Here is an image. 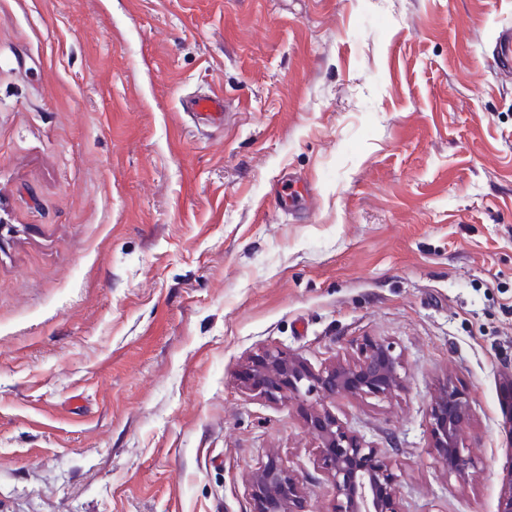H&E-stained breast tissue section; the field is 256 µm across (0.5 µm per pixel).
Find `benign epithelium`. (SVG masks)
Wrapping results in <instances>:
<instances>
[{
    "label": "benign epithelium",
    "mask_w": 512,
    "mask_h": 512,
    "mask_svg": "<svg viewBox=\"0 0 512 512\" xmlns=\"http://www.w3.org/2000/svg\"><path fill=\"white\" fill-rule=\"evenodd\" d=\"M400 367L391 344L368 340L356 357L318 371L286 349H267L251 359L241 378L269 401L303 407L304 425L319 441L320 468L333 486L334 512H399L396 479L386 457L309 398L390 395L402 385ZM471 417L466 393L450 380L444 383L432 398L431 435L443 465L458 475L472 466L463 446ZM250 488L253 512H309L299 476L273 450L252 474Z\"/></svg>",
    "instance_id": "benign-epithelium-1"
}]
</instances>
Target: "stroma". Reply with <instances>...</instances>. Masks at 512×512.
Listing matches in <instances>:
<instances>
[{
	"mask_svg": "<svg viewBox=\"0 0 512 512\" xmlns=\"http://www.w3.org/2000/svg\"><path fill=\"white\" fill-rule=\"evenodd\" d=\"M512 0H0V512H253L269 450L333 512L299 405L240 373L392 343L327 407L402 512L512 465ZM225 98L194 124L186 98ZM468 395L466 475L431 443ZM471 417L472 407L466 393L451 380L444 383L432 398L431 435L443 465L458 475L466 474L472 466L463 446Z\"/></svg>",
	"mask_w": 512,
	"mask_h": 512,
	"instance_id": "stroma-1",
	"label": "stroma"
}]
</instances>
